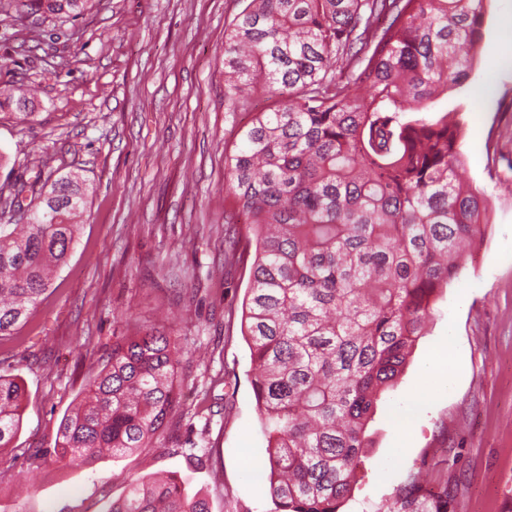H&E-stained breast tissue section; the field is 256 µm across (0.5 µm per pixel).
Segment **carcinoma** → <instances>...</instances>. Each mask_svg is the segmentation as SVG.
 <instances>
[{
	"mask_svg": "<svg viewBox=\"0 0 512 512\" xmlns=\"http://www.w3.org/2000/svg\"><path fill=\"white\" fill-rule=\"evenodd\" d=\"M91 0H0L46 36ZM224 34V106L270 101L226 157L224 211L253 236L242 333L267 439L278 512H338L361 462L379 395L403 371L432 299L483 238L489 202L462 180L458 121L432 104L468 75L485 0H245ZM365 87L359 95L356 88ZM84 181L16 179L0 224V338L13 335L66 263ZM181 347L147 328L112 345L54 452L86 463L147 448L178 407ZM25 391L0 374V456ZM414 480L386 512H445ZM101 512H211L176 477H147Z\"/></svg>",
	"mask_w": 512,
	"mask_h": 512,
	"instance_id": "carcinoma-1",
	"label": "carcinoma"
}]
</instances>
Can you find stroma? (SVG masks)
Here are the masks:
<instances>
[{
	"label": "stroma",
	"mask_w": 512,
	"mask_h": 512,
	"mask_svg": "<svg viewBox=\"0 0 512 512\" xmlns=\"http://www.w3.org/2000/svg\"><path fill=\"white\" fill-rule=\"evenodd\" d=\"M242 0H95L57 39L0 19V86H32L35 115L0 108V191L40 167L94 186L66 264L15 336L0 373L28 400L0 464V512H100L164 471L212 512H274L266 441L241 333L250 267L224 265L225 150L267 111L224 109V29ZM512 0H487L480 54L439 105L463 126L464 180L489 199L482 243L433 303L432 320L377 403L369 446L339 512H384L413 478L449 491L447 512H512ZM153 326L182 348L179 422L155 447L87 464L52 454L64 413L113 343ZM452 352L451 378L432 361ZM207 446L212 458L192 455ZM42 460L31 461L35 449Z\"/></svg>",
	"instance_id": "obj_1"
}]
</instances>
